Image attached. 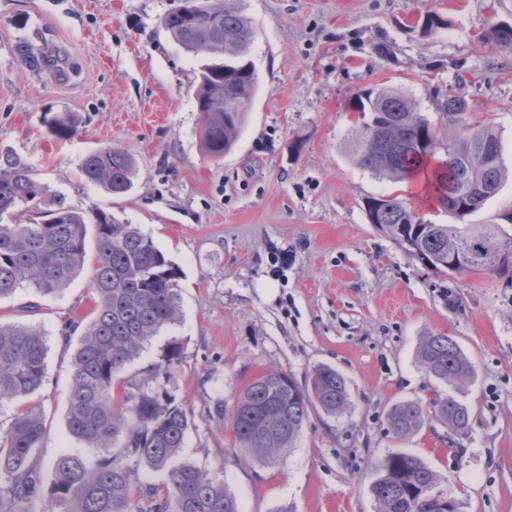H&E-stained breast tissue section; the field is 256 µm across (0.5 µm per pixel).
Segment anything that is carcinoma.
I'll list each match as a JSON object with an SVG mask.
<instances>
[{
  "label": "carcinoma",
  "instance_id": "cac0c4a2",
  "mask_svg": "<svg viewBox=\"0 0 512 512\" xmlns=\"http://www.w3.org/2000/svg\"><path fill=\"white\" fill-rule=\"evenodd\" d=\"M163 24L187 52L211 56L199 72L196 103L202 149L220 160L233 148L255 96L258 78L249 59L254 24L237 0H180ZM483 42L511 51L512 24L491 25ZM16 53L38 74L74 69L40 35L35 42H20ZM351 108L358 114L346 143L351 161L392 183L421 181L426 196L446 211L462 203L467 215L478 212L509 176L495 126L483 119L460 121L470 108L463 97H448L432 120L406 90L372 85L354 93ZM45 122L55 137L76 131L68 113ZM136 168L126 149L112 145L88 153L81 164L83 177L113 196L131 191ZM41 191L30 165L0 153V300L24 287L43 295L61 292L84 266L87 225H94L98 253L89 282L94 317L72 357L67 419L72 436L100 453L91 466L77 454L59 456L53 482L43 486L32 465L43 439L41 415L35 407L18 410L8 428L0 429V512H29L33 502L41 503V512H242L224 482L176 462L190 420L165 377L182 363V344L168 342L158 360L122 376L153 336L178 322L179 269L136 225L97 207L84 214L59 200L38 213L41 221L25 219L22 206ZM367 216L436 272H448L445 263L451 259L460 274L512 270V235L498 224L415 223L400 194L381 197L380 207L367 209ZM46 355L41 329L0 324V406L42 386ZM417 360L428 375L457 388L473 376L472 362L450 336L424 337ZM348 405L347 381L330 366L315 368L301 385L273 369L247 382L223 419L240 447L274 460L301 435L311 410L336 415ZM430 417L455 434L465 433L469 424L467 406L451 395L428 409L413 400L396 402L387 421L402 440ZM144 467L167 471V483L144 481ZM379 471L371 485L378 512H445L434 498L438 475L418 456L392 452Z\"/></svg>",
  "mask_w": 512,
  "mask_h": 512
}]
</instances>
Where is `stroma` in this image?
<instances>
[{"label":"stroma","instance_id":"stroma-1","mask_svg":"<svg viewBox=\"0 0 512 512\" xmlns=\"http://www.w3.org/2000/svg\"><path fill=\"white\" fill-rule=\"evenodd\" d=\"M177 4L0 0V152L34 169L42 204L112 212L179 267V321L125 372L182 343L168 384L190 418L181 461L223 480L244 512H377V467L405 450L437 472L438 490L462 512H512V279L435 273L369 224L366 199L397 186L355 166L345 148L356 121L349 100L362 86L404 88L429 116L459 93L494 123L512 170V51L481 41L492 23L512 22V0H239L256 27L258 88L234 148L216 161L202 151L194 100L204 60L162 25ZM429 11L444 29H420ZM39 34L75 73L38 75L20 63L17 44ZM380 42L389 58L376 56ZM56 113L77 117L73 137L50 135L44 117ZM111 144L137 162L122 197L80 170L87 153ZM95 255L91 236L63 292L25 287L0 301V323L36 326L47 339L44 383L26 398L44 420L33 460L46 485L61 454L90 464L98 456L68 430L78 341L62 339L69 319H92ZM430 333L451 336L472 361L461 390L418 363ZM319 365L347 379L343 413L311 411L301 438L272 462L235 443L217 407H232L262 371L302 383ZM448 395L470 411L465 433L434 420L404 440L390 431L393 403Z\"/></svg>","mask_w":512,"mask_h":512}]
</instances>
